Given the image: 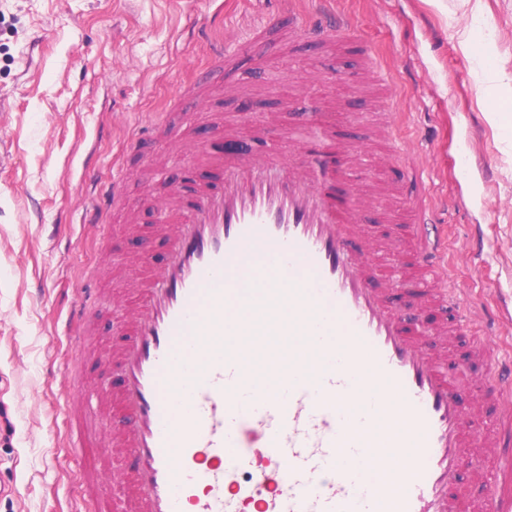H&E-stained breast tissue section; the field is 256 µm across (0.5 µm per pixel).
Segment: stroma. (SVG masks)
<instances>
[{
    "mask_svg": "<svg viewBox=\"0 0 512 512\" xmlns=\"http://www.w3.org/2000/svg\"><path fill=\"white\" fill-rule=\"evenodd\" d=\"M355 23L333 43L268 38L266 71L243 66L236 85L207 62L221 38L252 50L254 21L291 23L282 0H0V512H98L88 472L109 501L123 497L113 436L125 421L111 393L122 385L109 359L126 339L131 297L167 244L155 218L174 190L221 176L213 161L240 133L251 153L311 164L303 129L346 154L352 196L380 197L370 227L377 245L401 235L387 222L392 181L422 175L448 235L456 298L474 326L494 324L489 347L512 350V117L486 119L481 65L512 84V0H333ZM469 27V44L456 31ZM377 60L386 76L366 86ZM344 66L337 81L335 68ZM322 98L317 113L301 96ZM392 100L391 119L412 146L389 161L367 113ZM123 176L122 207L102 194ZM112 227L109 246L100 227ZM84 288L93 330L77 354L64 326ZM471 339L448 354L450 373L480 429V366ZM85 374L83 424L92 445H70V364Z\"/></svg>",
    "mask_w": 512,
    "mask_h": 512,
    "instance_id": "obj_1",
    "label": "stroma"
}]
</instances>
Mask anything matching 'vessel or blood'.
<instances>
[{
	"instance_id": "1",
	"label": "vessel or blood",
	"mask_w": 512,
	"mask_h": 512,
	"mask_svg": "<svg viewBox=\"0 0 512 512\" xmlns=\"http://www.w3.org/2000/svg\"><path fill=\"white\" fill-rule=\"evenodd\" d=\"M323 0H308L289 35L329 40L351 30ZM235 48L210 45V63L233 68ZM224 176L200 186L167 232L168 260L140 287L131 338L119 358L121 445L131 457L134 512H512L489 491L462 501L453 486L478 451L495 454L499 430L473 435L446 363L409 329L389 289L374 285L379 263L356 205L317 189L305 164L252 158L223 163ZM422 193L406 211L416 229L413 297L428 307L455 303L448 247L425 224L434 210ZM278 273L280 283L269 280ZM247 306L264 336L285 337L268 392L234 348L197 357L202 337L221 331L227 300ZM289 309L287 326L269 321ZM496 393L512 389V357L476 349ZM395 396L398 426L377 401ZM390 456L396 475L369 477ZM246 481H239L243 469Z\"/></svg>"
}]
</instances>
